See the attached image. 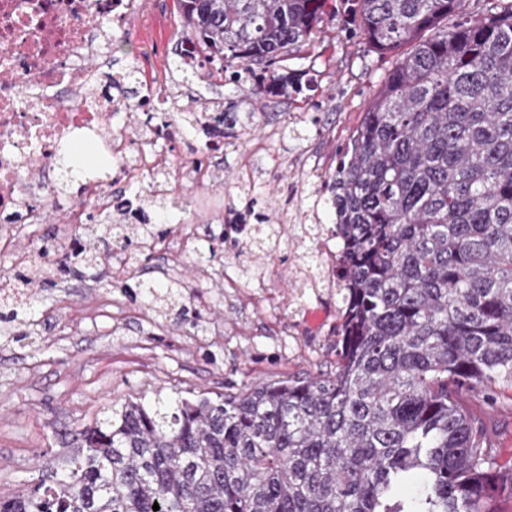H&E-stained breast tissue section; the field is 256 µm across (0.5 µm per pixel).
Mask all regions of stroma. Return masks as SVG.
I'll list each match as a JSON object with an SVG mask.
<instances>
[{
	"label": "stroma",
	"instance_id": "obj_1",
	"mask_svg": "<svg viewBox=\"0 0 512 512\" xmlns=\"http://www.w3.org/2000/svg\"><path fill=\"white\" fill-rule=\"evenodd\" d=\"M151 13L163 19L153 43L140 37L139 16L99 60V78L124 75V85L158 78L180 104L197 111L218 108L235 115L245 135L228 130L221 151L211 153V178L183 181L172 175L174 194L189 207L158 214L151 223L171 234L184 232V218H214L215 236L190 245L180 265L160 272L161 259L132 266L121 256L103 253L97 267L81 276L66 275L57 286H26L35 326L16 322L9 339H0V498H8L57 467L70 434L93 424L111 405L138 399L153 403L157 394L194 398L236 392L246 386L279 380H303L336 371V329L340 312L329 294L302 293L293 259L298 214L315 199L318 176L332 173L340 152L359 126L366 103L382 77L404 56L372 50L365 39L346 34L344 13L325 19L313 45L284 55L280 70H294L304 89L300 95L256 100L247 87L219 78H201L183 65V38L175 0H152ZM270 138L268 152L252 145ZM317 177L300 181L304 169ZM47 202V221L15 235L0 231V274L10 276L39 259L46 238L64 219L61 201ZM266 205L280 235L274 271L265 257L246 252L243 266L257 274L261 286L254 301H240L239 289L224 285L228 251L220 250L218 233L235 215L245 213L248 196ZM216 247L212 264L199 268L197 253ZM180 280L185 296L154 305L129 300L122 285ZM322 305L331 315L321 332L302 328L303 307ZM200 308L199 326L183 321L182 311ZM497 411L494 446L502 465L512 464V381L494 384Z\"/></svg>",
	"mask_w": 512,
	"mask_h": 512
}]
</instances>
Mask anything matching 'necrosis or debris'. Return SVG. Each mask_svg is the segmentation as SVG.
<instances>
[{"mask_svg": "<svg viewBox=\"0 0 512 512\" xmlns=\"http://www.w3.org/2000/svg\"><path fill=\"white\" fill-rule=\"evenodd\" d=\"M148 0H0V223L43 221L39 200L55 181L59 156L77 138L89 139L133 180L167 162L156 137L122 134L124 98L92 91L93 62ZM44 161L40 175L26 169ZM82 193L70 198L62 230L83 223L88 210L110 208L112 180L81 174Z\"/></svg>", "mask_w": 512, "mask_h": 512, "instance_id": "necrosis-or-debris-1", "label": "necrosis or debris"}]
</instances>
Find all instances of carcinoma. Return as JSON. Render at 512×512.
Segmentation results:
<instances>
[{"instance_id": "obj_1", "label": "carcinoma", "mask_w": 512, "mask_h": 512, "mask_svg": "<svg viewBox=\"0 0 512 512\" xmlns=\"http://www.w3.org/2000/svg\"><path fill=\"white\" fill-rule=\"evenodd\" d=\"M463 2L177 0L183 63L250 78L259 98L302 92L271 66L338 3L378 53L412 45L322 191L340 252L336 374L125 402L0 512H491L484 389L512 381V0L448 25ZM147 191L162 213L185 206ZM139 213L106 228L133 263L161 238ZM95 259L79 242L58 271ZM0 302L19 318L18 294Z\"/></svg>"}]
</instances>
